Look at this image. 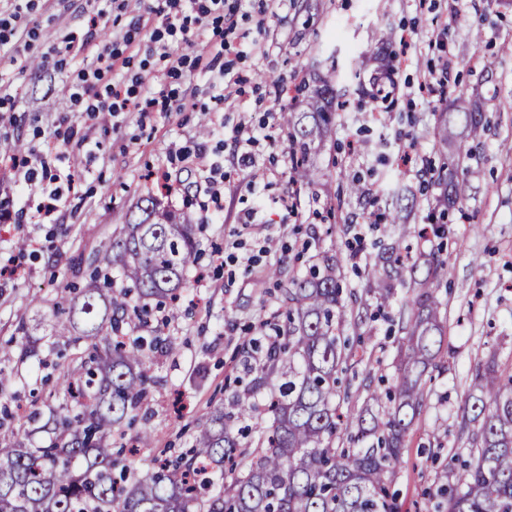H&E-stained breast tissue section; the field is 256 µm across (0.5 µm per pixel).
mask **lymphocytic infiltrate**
I'll list each match as a JSON object with an SVG mask.
<instances>
[{
  "mask_svg": "<svg viewBox=\"0 0 512 512\" xmlns=\"http://www.w3.org/2000/svg\"><path fill=\"white\" fill-rule=\"evenodd\" d=\"M241 6V0H148L121 39L98 47L95 65L79 72L70 102L85 112L112 117L131 108L140 112L168 109L172 95L154 90L144 77L137 75L131 82L115 83L108 80V73L128 67L136 57L145 66L156 58L164 62L167 77L180 79L191 61L188 55L172 53L171 45L195 46L205 42L209 32L234 30ZM144 29L150 32L145 42L138 38ZM45 164L41 155L27 160L24 181L30 193L40 196V223L51 224L68 200L73 176L59 171L50 175L49 186L39 187L38 169Z\"/></svg>",
  "mask_w": 512,
  "mask_h": 512,
  "instance_id": "obj_1",
  "label": "lymphocytic infiltrate"
}]
</instances>
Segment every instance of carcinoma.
Instances as JSON below:
<instances>
[{"mask_svg":"<svg viewBox=\"0 0 512 512\" xmlns=\"http://www.w3.org/2000/svg\"><path fill=\"white\" fill-rule=\"evenodd\" d=\"M302 92L305 110L283 112L281 120L295 161L292 181L311 184L312 155L336 124V85L318 77ZM486 124L484 112L459 96L442 116L439 137L477 145ZM465 197L466 184L450 179L448 205ZM138 210L112 238V255L102 258L132 287L112 295L107 270L96 267L86 287L58 295L52 337L87 343L63 375L61 409L73 414L32 418L37 430L55 435L46 448L0 444V512H401L390 484L425 405L424 376L441 363L438 288L451 255L431 250L407 266L385 246L381 264L368 268L366 294L389 302L400 275L408 297L397 317L394 384L383 393L364 384L360 406L359 391L340 390L338 373L354 358L345 324L361 317L367 301L348 308L332 256L305 277L277 283L287 319L269 325L275 344L246 392L212 413L189 454L138 477L128 457L149 447V430L140 432L137 447L117 451L112 435L137 417L151 380L150 352L166 339H119L127 298L173 295L196 257L189 219L151 193ZM472 377L459 423L470 459L440 474L451 482L443 512H512V373L490 361L476 365ZM263 391L267 425L253 421L257 405L249 402ZM241 420L253 421L244 448L233 434ZM226 462L233 478L225 487L206 475L188 479L202 466L210 473Z\"/></svg>","mask_w":512,"mask_h":512,"instance_id":"carcinoma-1","label":"carcinoma"}]
</instances>
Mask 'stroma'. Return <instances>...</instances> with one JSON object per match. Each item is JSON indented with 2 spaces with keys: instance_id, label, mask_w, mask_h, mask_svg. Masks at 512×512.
Listing matches in <instances>:
<instances>
[{
  "instance_id": "35a3bbf8",
  "label": "stroma",
  "mask_w": 512,
  "mask_h": 512,
  "mask_svg": "<svg viewBox=\"0 0 512 512\" xmlns=\"http://www.w3.org/2000/svg\"><path fill=\"white\" fill-rule=\"evenodd\" d=\"M33 3L21 24L35 29L36 38L0 50V97L9 107L0 143H23V158L39 151L51 170L75 165L84 176L55 223L39 224L22 170L0 163V207L11 214L0 222V258L16 270L0 288V386L13 414L0 425V440L50 444L49 434L28 436L26 424L31 412L46 416L58 409L56 379L75 353L60 338L39 357L19 361L13 339L20 318L39 316L41 333H49L59 289L84 284L73 271L75 261H91L109 248L158 178L170 184L162 202L193 225L198 259L185 273L187 286L175 308L150 309L147 322L133 319L124 327L130 337L160 331L174 344L151 354L153 382L142 417L126 429L130 437L145 428L152 433L151 447L132 462L140 473L150 471L153 456L187 451L210 413L226 404L236 378L245 374L242 343L254 337L259 320L284 323L269 269L280 268L288 279L302 275L316 257L333 255L343 287L361 289L365 265L373 263L379 244L396 236L385 216L397 210L396 194L407 190L415 198L401 212L404 223L446 228L444 237L413 240V249L439 247L453 256L438 292L447 353L427 384L426 405L390 487L402 512H432L438 472L467 445L458 433L459 409L475 364L493 357L501 371H512V53L504 50L512 45V0H245L246 16L225 37L223 52L200 45L187 50L218 58L240 75L241 95L222 99L204 66L182 79H165L164 64L155 59L145 77L173 89L177 106L125 113L116 127L71 106L66 85L87 53L66 49L63 39L80 40L91 30L96 44H108L137 15L139 0L109 11L94 29L88 19L95 0ZM447 59L452 75L444 82ZM384 62L395 71L396 87L376 99L368 82ZM334 67L346 105L317 152L314 184L300 186L290 179L280 114L305 104L279 96L278 89L329 75ZM461 94L477 100L489 130L468 162L466 199L442 215L434 209L448 192L441 165L457 149L441 142L437 127ZM376 112L389 114V121L373 120ZM61 120L88 130L98 143L93 153L76 146L62 155L49 152L47 141ZM204 123L210 135H201ZM241 123L264 126L269 136L249 168L232 145ZM199 145L217 154L224 170L217 207L193 154ZM348 174L360 177L364 197L347 195ZM217 251L227 263H213ZM35 293L43 298L36 309L29 304ZM394 310L391 304L381 314L368 310L347 329L365 352L355 365L357 376L370 378L375 388L394 378L397 335L386 319Z\"/></svg>"
}]
</instances>
